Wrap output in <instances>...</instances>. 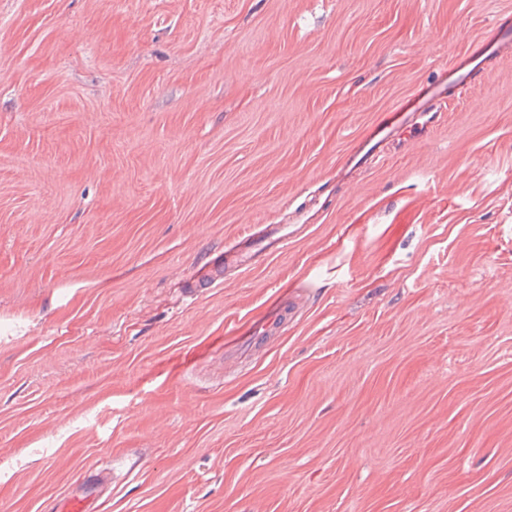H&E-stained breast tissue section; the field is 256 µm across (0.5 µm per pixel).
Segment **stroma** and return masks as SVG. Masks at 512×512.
Here are the masks:
<instances>
[{
  "label": "stroma",
  "instance_id": "stroma-1",
  "mask_svg": "<svg viewBox=\"0 0 512 512\" xmlns=\"http://www.w3.org/2000/svg\"><path fill=\"white\" fill-rule=\"evenodd\" d=\"M92 479L512 512V0H0V512Z\"/></svg>",
  "mask_w": 512,
  "mask_h": 512
}]
</instances>
